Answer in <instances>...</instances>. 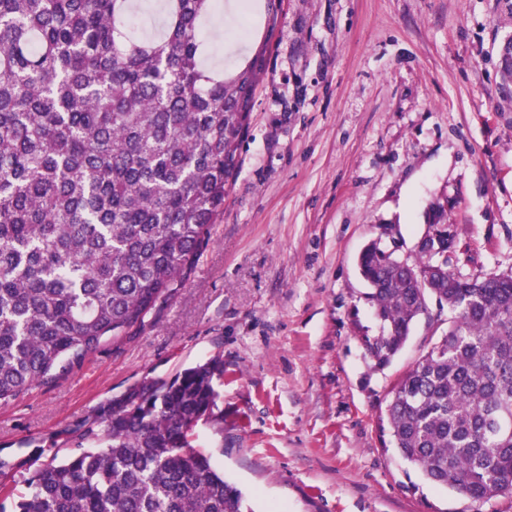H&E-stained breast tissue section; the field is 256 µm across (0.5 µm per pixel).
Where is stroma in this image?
Segmentation results:
<instances>
[{
  "label": "stroma",
  "mask_w": 512,
  "mask_h": 512,
  "mask_svg": "<svg viewBox=\"0 0 512 512\" xmlns=\"http://www.w3.org/2000/svg\"><path fill=\"white\" fill-rule=\"evenodd\" d=\"M224 0L208 62L232 70L253 43L269 60L224 217L182 288L128 336L48 385L0 405L1 477L23 486L35 447L71 431L143 379L214 356L224 431L197 428L215 468L258 512H512L428 483L383 446L378 417L397 380L438 339L421 317L374 370L362 335L379 323L357 257L371 240L415 259L426 211H448L451 265L512 268V90L499 51L504 0Z\"/></svg>",
  "instance_id": "stroma-1"
}]
</instances>
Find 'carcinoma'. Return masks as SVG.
<instances>
[{
	"mask_svg": "<svg viewBox=\"0 0 512 512\" xmlns=\"http://www.w3.org/2000/svg\"><path fill=\"white\" fill-rule=\"evenodd\" d=\"M266 38L281 0H265ZM222 0H165L133 36L128 0H0V405L129 333L196 266L241 168L267 43L231 74L203 65ZM415 261L370 241L357 266L380 323L373 368L433 299L453 316L394 385L380 436L430 483L471 500L512 491V270L448 266L430 207ZM216 356L144 379L76 430L68 458L0 485V512H255L194 446L222 431Z\"/></svg>",
	"mask_w": 512,
	"mask_h": 512,
	"instance_id": "1",
	"label": "carcinoma"
}]
</instances>
